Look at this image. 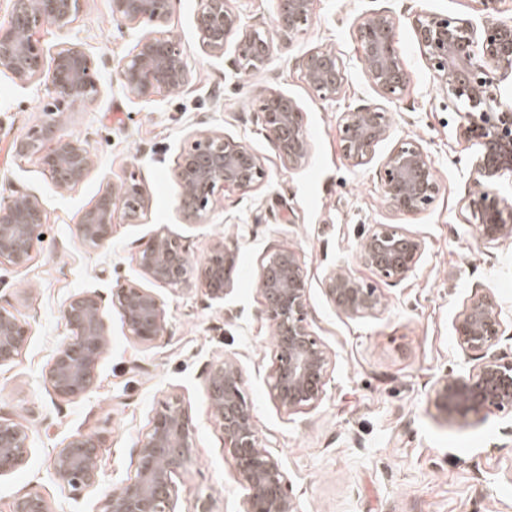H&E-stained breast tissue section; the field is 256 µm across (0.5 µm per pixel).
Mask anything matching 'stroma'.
<instances>
[{"label":"stroma","instance_id":"obj_1","mask_svg":"<svg viewBox=\"0 0 512 512\" xmlns=\"http://www.w3.org/2000/svg\"><path fill=\"white\" fill-rule=\"evenodd\" d=\"M384 8L399 19L397 49L411 82L400 100L387 105L390 137L376 146L370 165L354 167L341 150L336 119L347 107L378 98L363 70L355 25ZM412 9L476 22L486 14L483 0H315L303 34L276 45L266 72L244 76L200 51L197 0H174L166 32L186 50L196 80L142 101L127 96L115 70L137 32L113 18L110 0H87L70 28L48 25L37 33L47 59L62 43L81 44L101 89L95 101L72 107L62 127L63 134L85 139L97 159L92 176L65 193L37 158L14 151L41 116L43 88L17 84L0 66V198L37 193L48 217L28 265L0 266V306L32 327L22 353L0 367V417L23 424L31 438L27 464L0 475V512L27 493L49 498L55 512H99L105 492L134 477L135 449L155 409L172 395L182 398L196 427V455L176 478L181 512H192L200 500L209 501L212 512H241L247 489L224 452L204 387L206 367L227 354L242 365L259 435L279 459L301 512H512L506 419L488 413L452 420L432 399L438 379L470 367L452 329L462 300L487 292L512 311V241L480 246L465 222L472 151L457 137L448 95L421 53L408 17ZM317 46L335 50L348 70L349 83L333 103L313 97L298 67ZM267 87L303 108L311 152L301 168L285 167L259 131V93ZM200 124L240 136L261 157L267 178L247 194H221L210 222L190 225L180 218L182 189L173 168L183 137ZM409 138L430 153L441 193L427 211L405 219L385 209L379 171L384 157ZM132 174L145 185L151 210L139 224L117 220L110 243L87 251L76 235L82 211L100 188ZM402 222L424 236L422 262L405 279H378L356 261L358 233L367 224ZM161 225L182 236L194 262L216 239L237 244L232 289L216 302L194 284L178 292L153 284L166 304V334L139 343L111 312L112 346L94 390L79 400H59L44 374L68 334L66 300L83 291L108 297L119 284L142 281L140 242ZM277 245L294 247L304 258L309 328L332 360L322 401L293 414L278 409L267 385L273 329L262 311L258 259ZM339 267L380 289L381 313L358 319L338 314L323 280ZM77 433L103 441L102 485L79 494L60 488L51 475L54 452Z\"/></svg>","mask_w":512,"mask_h":512}]
</instances>
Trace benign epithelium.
I'll return each mask as SVG.
<instances>
[{
    "mask_svg": "<svg viewBox=\"0 0 512 512\" xmlns=\"http://www.w3.org/2000/svg\"><path fill=\"white\" fill-rule=\"evenodd\" d=\"M84 2L13 0L10 24L0 27V63L15 81L37 82L48 95L43 119L16 142V153L40 156L44 172L62 192L82 185L96 169L86 141L61 134L65 111L95 100L100 86L94 62L81 45H59L46 67L34 35L45 25H71ZM313 3L277 0L273 28L280 42L289 44L303 33L312 19ZM198 4L195 26L202 52L222 58L230 46L229 66L235 73H263L274 52L269 32L244 25L232 0H198ZM111 5L112 16L142 31L132 51L117 61V73L129 96L150 100L194 81L185 50L161 32L169 22L173 0H111ZM398 21L393 11L377 10L362 15L356 24L365 75L383 102H366L338 117L342 151L354 167L373 161L375 146L389 137L392 128L385 103L401 99L410 84L396 48ZM412 25L434 78L448 90L459 137L475 147L472 188L462 198V206L479 243L494 248L512 239V204L498 193L501 178L512 174V100L499 92V85L512 79V26L490 12L477 25L422 10L414 11ZM299 68L308 88L322 101H336L348 84L343 60L326 47L310 49ZM258 120L283 165L296 169L305 164L310 143L303 109L295 99L274 88L262 90ZM174 176L190 190L182 199L184 223L204 224L219 194L253 191L262 184L265 169L261 157L242 139L218 129H193L183 141ZM380 180L385 207L395 215L415 217L427 211L441 190L430 154L414 139L401 140L389 152L381 164ZM150 208L151 197L137 177L107 185L82 212L78 238L87 249L100 250L112 239L116 212L127 223L137 224ZM46 223L47 212L38 195L21 192L1 199L0 265L26 266ZM358 239V263L382 279H402L415 272L425 250L423 237L403 224H371ZM137 263L148 279L173 291L194 282L208 299L221 301L233 284L237 249L220 239L204 261L193 264L182 238L163 226L142 240ZM258 279L263 312L274 330V360L267 374L270 395L287 414L314 407L323 398L331 358L309 329L308 280L301 253L283 245L268 249L259 259ZM324 291L333 307L351 319L385 307L378 288L347 272H330ZM111 303L135 341L154 343L167 331L165 304L151 289L136 282L121 284L112 292ZM63 316L69 336L56 347L45 381L57 398L70 401L92 390L111 329L103 298L95 291L72 295ZM504 322L505 312L490 294L476 292L463 300L453 330L474 365L433 386L434 402L446 416L465 420L489 412L512 414V358L499 351ZM30 333L29 324L0 307V366L21 354ZM205 388L224 436V452L248 489L243 512H300L279 460L262 444L243 395L239 361L226 356L211 363ZM101 444L97 435L71 436L53 456L55 481L78 494L98 488ZM195 448L189 409L179 396L171 395L155 409L150 430L136 449L135 478L104 495L101 512H179L175 478L192 460ZM29 452L25 428L0 419V475L22 468ZM9 512L54 509L48 498L27 494L15 498Z\"/></svg>",
    "mask_w": 512,
    "mask_h": 512,
    "instance_id": "7a95c632",
    "label": "benign epithelium"
}]
</instances>
